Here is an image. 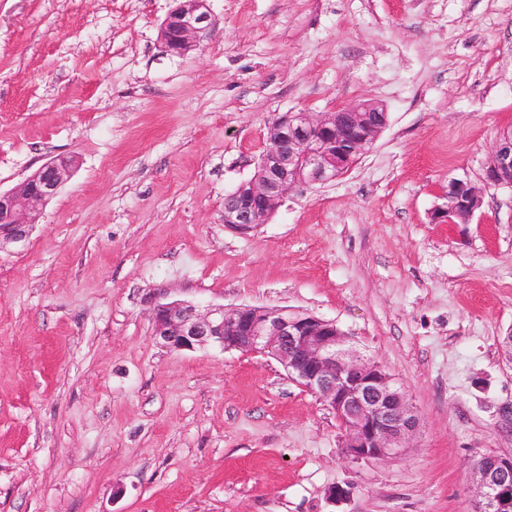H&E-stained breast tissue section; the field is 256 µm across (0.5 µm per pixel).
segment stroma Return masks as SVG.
I'll return each instance as SVG.
<instances>
[{"label": "stroma", "instance_id": "35a3bbf8", "mask_svg": "<svg viewBox=\"0 0 512 512\" xmlns=\"http://www.w3.org/2000/svg\"><path fill=\"white\" fill-rule=\"evenodd\" d=\"M172 6L0 0V190L74 162L0 244V512H469L472 459L512 454V188L432 213L512 129V0H208L184 56ZM363 101L350 171L225 229L280 114ZM175 299L336 322L411 398L405 457L351 459L271 358L157 343ZM177 3L160 26V40L167 52L184 55L195 46L200 33L212 24L207 0H174ZM443 204L435 219L439 224H467L481 205V189L468 180L454 178L448 181V190L442 194Z\"/></svg>", "mask_w": 512, "mask_h": 512}]
</instances>
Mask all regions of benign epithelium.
Segmentation results:
<instances>
[{
  "instance_id": "1",
  "label": "benign epithelium",
  "mask_w": 512,
  "mask_h": 512,
  "mask_svg": "<svg viewBox=\"0 0 512 512\" xmlns=\"http://www.w3.org/2000/svg\"><path fill=\"white\" fill-rule=\"evenodd\" d=\"M160 26L166 51L183 55L211 26L207 0H176ZM359 102L331 112H285L272 123L262 173L224 198V226L247 234L269 219L293 189L326 184L346 173L376 141L386 116ZM72 161L42 164L18 188L0 192V235L20 239L25 228L63 185ZM485 184L512 187V132L502 135L489 158ZM435 219L468 224L481 205V189L465 179L448 181ZM153 335L163 346L183 351L217 346L224 351L261 353L276 360L289 379L325 403L343 430V447L355 460L390 463L401 458L419 428L407 394L384 367L349 344L336 323L286 307H222L204 312L182 300L159 303L152 312ZM474 498L470 512H512V455H482L471 465Z\"/></svg>"
}]
</instances>
